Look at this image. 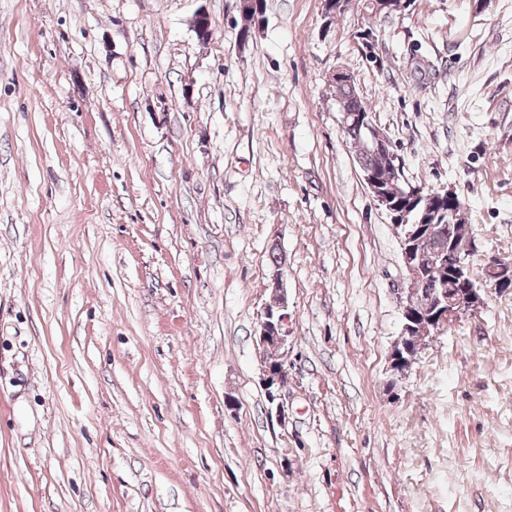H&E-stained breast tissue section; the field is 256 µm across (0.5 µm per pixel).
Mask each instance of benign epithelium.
<instances>
[{"instance_id": "benign-epithelium-1", "label": "benign epithelium", "mask_w": 512, "mask_h": 512, "mask_svg": "<svg viewBox=\"0 0 512 512\" xmlns=\"http://www.w3.org/2000/svg\"><path fill=\"white\" fill-rule=\"evenodd\" d=\"M341 124H361L366 129L367 142L374 151L387 150L391 141L378 125L362 113L350 112L343 103H338ZM363 177L369 189L374 206L386 213L401 247V261L413 288L423 271L421 255L413 246L424 224L437 221L453 222L459 218L458 210L448 207L456 199L452 190L426 192L423 188L403 183V196L409 199V207L399 211L392 196L385 188L386 179L376 170H364ZM456 262L448 271V285L432 293L420 296L410 292L401 300V331L391 344L388 368L391 385L409 377L418 354L412 352L411 336L419 331V345L425 347L444 326H451L467 315H472L485 306V283L501 292L512 291V261L497 254L483 258L484 277L472 273L467 257L474 251L468 240H458L451 245ZM286 260L279 256L273 266L266 285L269 291L260 321L259 341L266 349L263 358L264 381L270 401L277 399V391L288 376V370L281 360L279 351L288 346L287 297L283 288V270Z\"/></svg>"}]
</instances>
